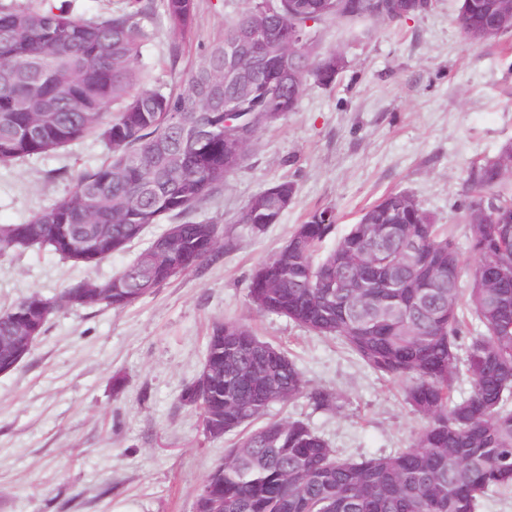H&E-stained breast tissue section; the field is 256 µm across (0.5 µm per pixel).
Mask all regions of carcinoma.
Segmentation results:
<instances>
[{
  "label": "carcinoma",
  "instance_id": "cac0c4a2",
  "mask_svg": "<svg viewBox=\"0 0 512 512\" xmlns=\"http://www.w3.org/2000/svg\"><path fill=\"white\" fill-rule=\"evenodd\" d=\"M96 20L74 18L63 7L0 6V163L41 156L99 134L110 159L82 173L65 200L23 224L0 226V253L46 245L74 263L92 265L123 251L152 224L192 213L224 179L240 168L246 149H229L224 109L205 89L224 88V44L251 29L258 12L247 7L224 24L199 63L168 93L141 85L136 61L146 34L145 8ZM278 0L271 24L288 32L308 31L306 21L349 22L374 15L368 0ZM498 0H461L458 23L471 42ZM195 0H166L173 29L193 24ZM290 66L306 68L303 83L328 85L336 77L335 55L312 60L298 47ZM305 87L265 84L239 113L234 129L251 139L296 111ZM116 114L105 121L106 111ZM198 139L188 141L182 129ZM467 237L474 264L468 287L453 237L406 191L390 192L361 214L327 251L336 236L331 208L310 213L288 242L254 270L251 304L319 336L334 337L382 376L407 382L406 403L424 424L410 445L369 458L343 457L302 420H270L247 432L276 403L305 394L318 409L337 395L306 391L295 360L260 340L241 322L216 324L208 336L198 375L182 389L180 402L199 411L212 438L235 432L194 498L193 512H475L493 489L512 487V182L497 160L468 172ZM286 207L256 194L240 223L259 233L278 222ZM395 224L388 241L392 275L400 287L379 286V253L369 228ZM436 261L441 287L425 288L422 275L405 264L409 241ZM218 250L217 226L173 224L110 279L101 295L80 283L52 297L34 292L0 311V373L16 370L49 316L70 308L123 309L172 278L210 260ZM342 282L317 288V278ZM482 330L461 346L467 316ZM464 377L470 393L454 395Z\"/></svg>",
  "mask_w": 512,
  "mask_h": 512
}]
</instances>
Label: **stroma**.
<instances>
[{
  "mask_svg": "<svg viewBox=\"0 0 512 512\" xmlns=\"http://www.w3.org/2000/svg\"><path fill=\"white\" fill-rule=\"evenodd\" d=\"M16 7L65 5L91 20L128 0H0ZM147 34L136 63L150 87L175 88L248 0H196L193 29L175 32L164 0H143ZM459 0H431L388 21L328 19L314 25L321 53L342 66L327 86L308 83L296 111L262 131L244 164L191 220L216 225L219 256L123 308L54 312L17 370L0 374V512H192L197 489L223 460L229 438L203 433L180 402L199 372L215 323L236 320L284 348L308 389L338 393L334 409L299 397L271 416L299 419L347 457L407 447L421 425L405 384L374 372L336 339L259 312L249 297L257 265L309 214L334 208L344 235L362 209L409 192L436 223L450 226L464 266V181L473 164L512 141V33L490 43L459 29ZM108 149L95 134L41 156L0 163V224H20L68 198L78 175ZM285 179L295 194L278 223L251 234L238 218L249 200ZM164 230L148 227L121 253L84 266L45 247L0 254V309L84 280L106 281ZM122 376V393L113 379Z\"/></svg>",
  "mask_w": 512,
  "mask_h": 512,
  "instance_id": "1",
  "label": "stroma"
}]
</instances>
